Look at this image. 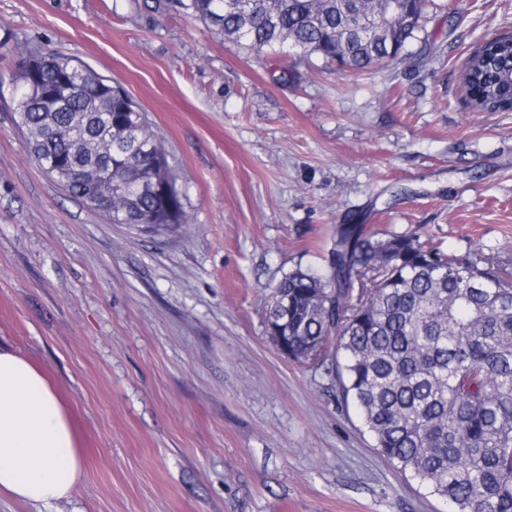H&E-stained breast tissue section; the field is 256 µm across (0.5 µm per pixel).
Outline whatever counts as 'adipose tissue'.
<instances>
[{"mask_svg":"<svg viewBox=\"0 0 512 512\" xmlns=\"http://www.w3.org/2000/svg\"><path fill=\"white\" fill-rule=\"evenodd\" d=\"M82 473L75 422L45 371L0 344V493L50 506Z\"/></svg>","mask_w":512,"mask_h":512,"instance_id":"1","label":"adipose tissue"}]
</instances>
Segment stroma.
Returning <instances> with one entry per match:
<instances>
[{
	"instance_id": "obj_1",
	"label": "stroma",
	"mask_w": 512,
	"mask_h": 512,
	"mask_svg": "<svg viewBox=\"0 0 512 512\" xmlns=\"http://www.w3.org/2000/svg\"><path fill=\"white\" fill-rule=\"evenodd\" d=\"M425 27L410 63L349 72L155 0H0V343L80 428L56 512H448L378 453L331 363L265 332L275 284L325 270L340 224L512 268V112L472 111L462 83L512 0H434ZM34 47L125 88L186 224L112 223L39 167L9 86Z\"/></svg>"
}]
</instances>
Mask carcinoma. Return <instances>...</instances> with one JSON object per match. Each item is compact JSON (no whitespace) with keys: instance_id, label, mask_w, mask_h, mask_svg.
I'll use <instances>...</instances> for the list:
<instances>
[{"instance_id":"cac0c4a2","label":"carcinoma","mask_w":512,"mask_h":512,"mask_svg":"<svg viewBox=\"0 0 512 512\" xmlns=\"http://www.w3.org/2000/svg\"><path fill=\"white\" fill-rule=\"evenodd\" d=\"M190 11L234 44L258 54L294 49L366 71L407 60L423 31L401 15L369 44L345 39L336 0H158ZM14 105L37 134L36 157L69 156L70 169L115 163L122 197L104 211L114 224L185 223L155 210L146 177H176L144 113L118 85L80 64L81 89L52 99L64 76L60 57L20 54ZM512 37L483 43L463 85L476 112L512 111ZM327 272L297 268L271 296L266 327L282 328L281 352L322 360L336 340V383L358 410L378 452L444 498L451 512H512V272L493 258L448 255L413 234L384 238L364 224L337 231Z\"/></svg>"}]
</instances>
